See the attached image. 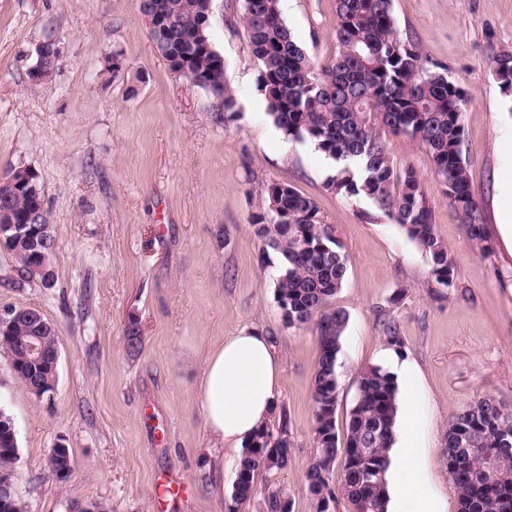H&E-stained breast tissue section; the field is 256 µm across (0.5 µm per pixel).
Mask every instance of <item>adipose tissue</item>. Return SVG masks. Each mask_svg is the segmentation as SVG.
I'll use <instances>...</instances> for the list:
<instances>
[{
  "mask_svg": "<svg viewBox=\"0 0 512 512\" xmlns=\"http://www.w3.org/2000/svg\"><path fill=\"white\" fill-rule=\"evenodd\" d=\"M378 365L394 375L398 385L394 444L389 451L387 488L390 512H447L448 507L420 477L422 435L414 401L418 378L416 363L384 348ZM282 361L272 336L255 327L241 328L212 345L194 398L209 436L238 452L265 425L280 395Z\"/></svg>",
  "mask_w": 512,
  "mask_h": 512,
  "instance_id": "1",
  "label": "adipose tissue"
}]
</instances>
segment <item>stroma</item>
I'll return each instance as SVG.
<instances>
[{
	"label": "stroma",
	"instance_id": "1",
	"mask_svg": "<svg viewBox=\"0 0 512 512\" xmlns=\"http://www.w3.org/2000/svg\"><path fill=\"white\" fill-rule=\"evenodd\" d=\"M244 0H212L209 37L224 58L237 112L175 74L156 49L140 0H0V174L32 169L55 239L53 283L43 286L0 249V311L35 308L57 336V382L37 396L0 353V410L14 423L16 485L27 512H66L97 500L110 512H227L210 475L211 447L194 401L208 348L244 326L275 336L281 393L268 421L288 422L286 469L256 477L251 512L288 497L315 512L305 471L313 461L312 391L319 359L314 325H288L278 304L280 257L256 233L265 190L285 183L315 200L348 257L342 288L343 366L337 425L345 427L361 371L382 345L386 309L418 365L425 475L459 512L440 450L451 413L482 396L512 409V250L501 237L512 198V98L493 74L512 53V0H392L400 36L444 66L469 94L463 157L482 203L493 252L478 254L432 172L424 147L382 133L396 169L412 168L456 273L450 294L429 286V259L399 225L364 198L327 187L331 166L269 118L260 64L243 27ZM292 36L320 62L337 52L336 0H293L282 14ZM61 51L52 75L33 83L39 43ZM120 53L119 76L106 70ZM397 303H390L393 293ZM69 448L72 474L59 483L47 462Z\"/></svg>",
	"mask_w": 512,
	"mask_h": 512
}]
</instances>
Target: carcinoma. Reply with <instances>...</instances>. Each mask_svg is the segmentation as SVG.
<instances>
[{
  "label": "carcinoma",
  "instance_id": "carcinoma-1",
  "mask_svg": "<svg viewBox=\"0 0 512 512\" xmlns=\"http://www.w3.org/2000/svg\"><path fill=\"white\" fill-rule=\"evenodd\" d=\"M141 13L155 10L165 31L150 36L173 71L218 98L224 113L236 112V98L224 80V58L202 48L208 28L209 0H145ZM336 57L321 63L299 45L281 16L278 0H245L244 26L251 51L261 66L260 88L274 125L296 141H308L336 163L328 189L363 197L389 221L405 229L430 259L432 287H456L448 246L437 235L417 173L398 171L390 161L379 131L403 135L426 150L433 173L448 188L478 252H492L471 190L463 159V90L438 64L428 65L417 43L399 36L391 0H336ZM494 76L504 93L512 92V54L498 56ZM267 210L254 217L257 234L280 255L278 302L288 325L314 323L320 355L313 387L316 456L305 472L315 512H329L330 502L345 499L354 512H386L388 448L394 439L397 387L380 365L360 374L358 396L346 423L345 443L336 426L339 368L346 313L329 306L342 288L348 257L324 222L315 201L287 184L267 186ZM43 196L21 192L12 197L15 215L40 211L49 224ZM384 345L399 355L405 343L399 325L378 316ZM288 434V421L277 432L259 429L243 451L227 512H243L257 494L255 477L263 458L272 471L288 467L290 447L277 436ZM471 439L490 449L499 480L487 484L477 474L480 457L464 454L460 443ZM441 456L459 491L461 512H512V411L490 397L456 410ZM343 483L332 487L336 467Z\"/></svg>",
  "mask_w": 512,
  "mask_h": 512
}]
</instances>
